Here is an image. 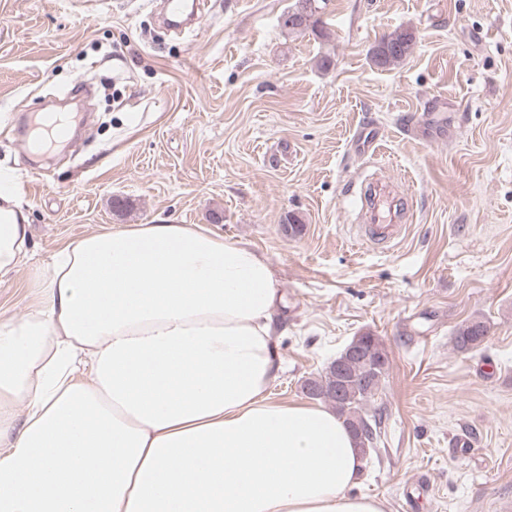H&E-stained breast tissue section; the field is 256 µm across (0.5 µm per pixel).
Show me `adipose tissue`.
<instances>
[{
  "label": "adipose tissue",
  "instance_id": "adipose-tissue-1",
  "mask_svg": "<svg viewBox=\"0 0 512 512\" xmlns=\"http://www.w3.org/2000/svg\"><path fill=\"white\" fill-rule=\"evenodd\" d=\"M29 217L0 181V279ZM0 319V512H385L333 410L278 403L279 284L197 224L68 242Z\"/></svg>",
  "mask_w": 512,
  "mask_h": 512
}]
</instances>
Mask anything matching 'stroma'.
<instances>
[{"label":"stroma","mask_w":512,"mask_h":512,"mask_svg":"<svg viewBox=\"0 0 512 512\" xmlns=\"http://www.w3.org/2000/svg\"><path fill=\"white\" fill-rule=\"evenodd\" d=\"M208 2L175 35L161 0H0V173L31 222L0 315L27 313L32 265L74 238L205 225L279 280L273 399L305 401L303 381L354 336L382 339V442L352 494L387 512H500L512 500V0H325L319 35L281 31L293 0ZM399 27L415 35L410 55L376 68L369 49ZM80 84L101 93L91 115L68 114L79 138L29 152L21 114ZM365 122L383 141L361 158L351 140ZM365 169L413 198L394 241L360 239L344 191ZM292 219L301 234L286 233ZM474 318L488 328L477 355L454 344ZM464 431L475 446L461 454Z\"/></svg>","instance_id":"1"}]
</instances>
